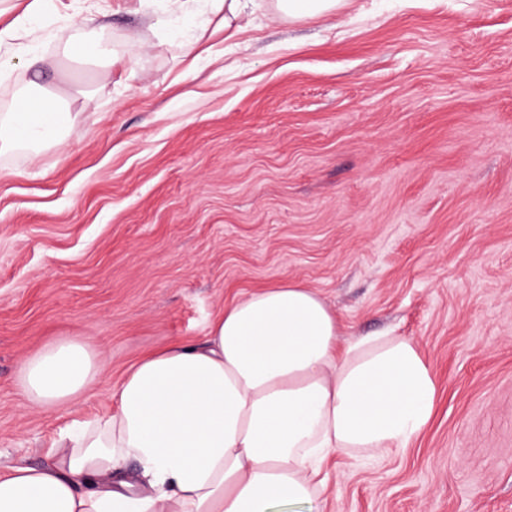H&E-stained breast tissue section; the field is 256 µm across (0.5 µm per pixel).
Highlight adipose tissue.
I'll return each instance as SVG.
<instances>
[{
    "instance_id": "1",
    "label": "adipose tissue",
    "mask_w": 512,
    "mask_h": 512,
    "mask_svg": "<svg viewBox=\"0 0 512 512\" xmlns=\"http://www.w3.org/2000/svg\"><path fill=\"white\" fill-rule=\"evenodd\" d=\"M77 119L35 85L0 113V155L63 142ZM77 336L21 364L27 405L66 409L97 381ZM104 416L61 428L43 465L0 470V512H277L324 490L334 453L409 447L431 422L437 382L403 336L341 341L317 292L295 283L225 307L203 341L139 358Z\"/></svg>"
}]
</instances>
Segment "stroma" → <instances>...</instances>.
<instances>
[{
	"instance_id": "35a3bbf8",
	"label": "stroma",
	"mask_w": 512,
	"mask_h": 512,
	"mask_svg": "<svg viewBox=\"0 0 512 512\" xmlns=\"http://www.w3.org/2000/svg\"><path fill=\"white\" fill-rule=\"evenodd\" d=\"M87 9L111 66L62 53ZM0 54V101L34 80L80 114L62 146L0 156V469L106 413L139 357L297 283L345 338L413 339L438 381L409 448L335 455L298 512H512V0H344L296 23L260 2L230 37L202 0H58ZM68 336L100 381L26 406L21 362Z\"/></svg>"
}]
</instances>
